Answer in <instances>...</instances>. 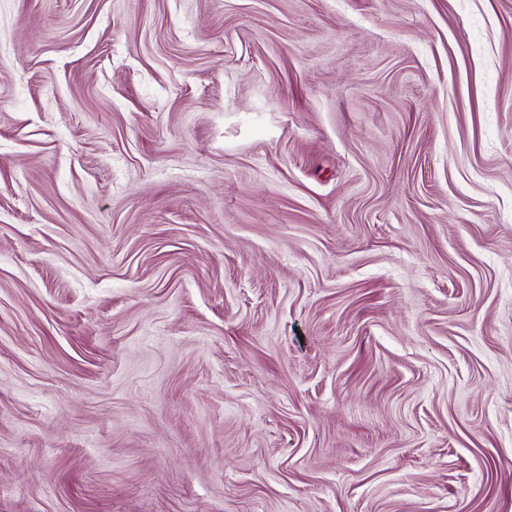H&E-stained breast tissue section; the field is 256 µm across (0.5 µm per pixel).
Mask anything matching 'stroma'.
<instances>
[{"instance_id":"obj_1","label":"stroma","mask_w":512,"mask_h":512,"mask_svg":"<svg viewBox=\"0 0 512 512\" xmlns=\"http://www.w3.org/2000/svg\"><path fill=\"white\" fill-rule=\"evenodd\" d=\"M0 512H512V0H0Z\"/></svg>"}]
</instances>
